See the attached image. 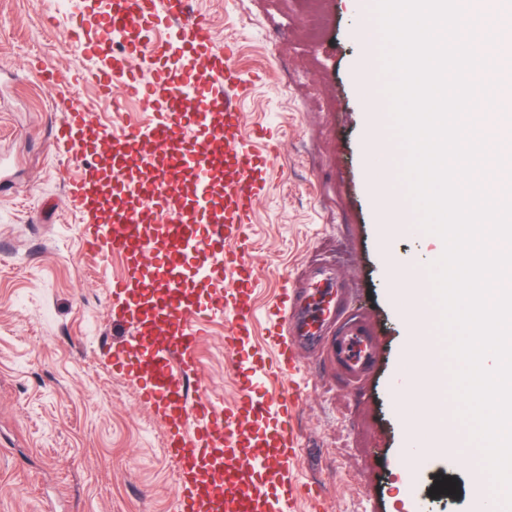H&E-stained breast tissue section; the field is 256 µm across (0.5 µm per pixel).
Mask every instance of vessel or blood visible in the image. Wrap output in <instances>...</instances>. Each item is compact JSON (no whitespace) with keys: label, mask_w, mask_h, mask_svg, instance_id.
Returning a JSON list of instances; mask_svg holds the SVG:
<instances>
[{"label":"vessel or blood","mask_w":512,"mask_h":512,"mask_svg":"<svg viewBox=\"0 0 512 512\" xmlns=\"http://www.w3.org/2000/svg\"><path fill=\"white\" fill-rule=\"evenodd\" d=\"M98 27L107 41H121L131 55L153 42L157 30L165 32L154 82L146 86L127 72L122 57L100 63L103 42H88L86 29H76L97 60L90 81L108 90L117 80L127 94L163 103L149 126L129 127L109 138L112 183L122 191L111 212L90 200L91 186L104 174L97 162L101 142L80 137L85 112L66 107L55 132L57 142L77 146L85 161L73 195L93 219L85 232L87 245L123 259L125 272L113 279L112 293L121 298L120 314L135 326L140 342L156 347L151 357L124 349L114 353L112 371L135 383L168 426L166 455L179 487L176 512H296L292 474L299 448L288 423L290 406L284 400L261 405L255 389L288 376L301 346L321 350L350 382H360L375 364L377 339L363 319L337 320L336 281L322 271L313 278L306 306L298 305L295 290H283L270 332L274 347L255 346L249 226L268 188L272 153L239 141L238 73L227 52L215 47L207 20L191 15L190 0H112ZM189 126L203 133L204 144L185 140ZM133 142L161 146L158 165L192 173L190 213H183L178 198L129 179L126 153ZM216 169L224 177L219 219L208 201ZM171 213L175 221L160 224V217ZM224 314L231 317L226 348L247 359L237 395L222 406L189 400L185 382L196 368V326Z\"/></svg>","instance_id":"obj_1"}]
</instances>
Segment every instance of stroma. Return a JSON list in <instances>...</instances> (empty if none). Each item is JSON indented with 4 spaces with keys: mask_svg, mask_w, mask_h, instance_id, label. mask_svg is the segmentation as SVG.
I'll use <instances>...</instances> for the list:
<instances>
[{
    "mask_svg": "<svg viewBox=\"0 0 512 512\" xmlns=\"http://www.w3.org/2000/svg\"><path fill=\"white\" fill-rule=\"evenodd\" d=\"M375 0H193L214 43L247 90L238 100L246 142L276 138L273 178L251 228L257 268L254 331L281 282L305 287L333 268L348 313L379 340L372 372L349 384L323 355L305 351L287 385L295 393L298 487L317 483V512H474L471 466L480 451L458 424L451 453H432L413 484L405 450L422 436L427 392L396 391L415 368L409 319L395 296L404 278L392 261L438 249L382 211L376 185L395 194L405 152L392 122L371 126L365 92L383 88L380 47L365 51L360 17ZM102 0H0V512H175L177 478L163 448L165 426L133 384L112 372V351L130 336L112 319L114 278L124 263L88 252L89 216L71 186L79 155L58 147L61 104L87 111L88 125L147 123L152 103L103 95L83 81L93 61L72 36L95 24ZM217 318L201 336L192 394L226 403L237 393L235 359ZM458 491L431 496L437 481Z\"/></svg>",
    "mask_w": 512,
    "mask_h": 512,
    "instance_id": "1",
    "label": "stroma"
}]
</instances>
